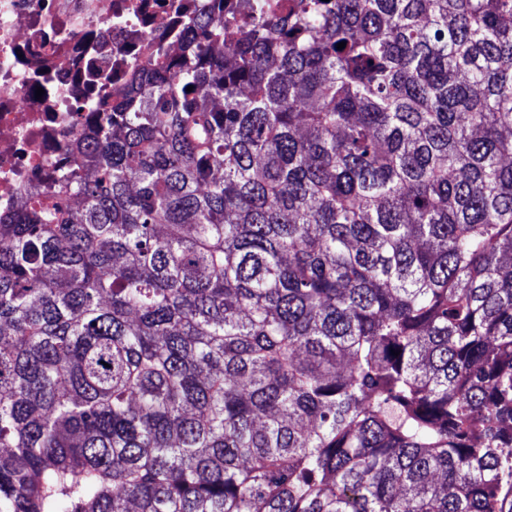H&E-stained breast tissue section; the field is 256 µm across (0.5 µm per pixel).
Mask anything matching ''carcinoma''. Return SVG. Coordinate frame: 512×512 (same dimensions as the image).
<instances>
[{"mask_svg": "<svg viewBox=\"0 0 512 512\" xmlns=\"http://www.w3.org/2000/svg\"><path fill=\"white\" fill-rule=\"evenodd\" d=\"M179 38L0 221V512H512V0Z\"/></svg>", "mask_w": 512, "mask_h": 512, "instance_id": "carcinoma-1", "label": "carcinoma"}]
</instances>
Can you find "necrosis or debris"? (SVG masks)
<instances>
[{"mask_svg": "<svg viewBox=\"0 0 512 512\" xmlns=\"http://www.w3.org/2000/svg\"><path fill=\"white\" fill-rule=\"evenodd\" d=\"M209 0H0V215L72 162L93 107L134 58ZM43 96H36V89Z\"/></svg>", "mask_w": 512, "mask_h": 512, "instance_id": "necrosis-or-debris-1", "label": "necrosis or debris"}]
</instances>
